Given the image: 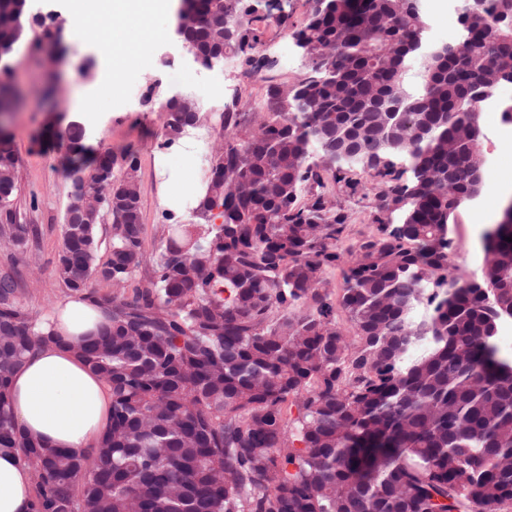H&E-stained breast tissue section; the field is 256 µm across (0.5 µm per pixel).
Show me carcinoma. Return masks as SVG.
Returning a JSON list of instances; mask_svg holds the SVG:
<instances>
[{
  "label": "carcinoma",
  "instance_id": "carcinoma-1",
  "mask_svg": "<svg viewBox=\"0 0 512 512\" xmlns=\"http://www.w3.org/2000/svg\"><path fill=\"white\" fill-rule=\"evenodd\" d=\"M201 62L237 25L228 53L252 70L268 30L288 29L283 6L189 0ZM291 32L306 71L266 86L256 123L235 99L220 113L223 151L210 160L193 220L162 224L145 248L139 161L101 152L85 165L83 133L66 149L90 191L112 179L91 224H63L54 276L71 292L91 280L113 288L94 301L112 325L71 344L111 389L110 425L83 453L52 449L18 427L10 377L54 323L19 299L0 273V448L34 476L30 512H507L512 507V355L497 342L512 319V209L481 236V277L450 262L451 218L481 193L471 169L480 125L469 129L499 72L512 73V0L461 20L466 51L420 38L405 0H323ZM25 0H0V54L23 32ZM420 68L413 85L407 76ZM163 145L185 136L172 107ZM387 158L372 177L375 229L342 249L344 216L322 188L342 180L336 141ZM407 162L401 180L393 159ZM15 145L0 130V174L16 176ZM122 163L124 175L114 178ZM313 191L301 206L303 189ZM16 183L0 186L13 223ZM112 218L100 255V217ZM340 267L334 294L326 271ZM343 313L349 329L337 321Z\"/></svg>",
  "mask_w": 512,
  "mask_h": 512
}]
</instances>
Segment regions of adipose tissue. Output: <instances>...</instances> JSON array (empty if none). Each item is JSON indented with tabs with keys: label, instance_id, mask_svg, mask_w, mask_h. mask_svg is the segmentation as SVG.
I'll list each match as a JSON object with an SVG mask.
<instances>
[{
	"label": "adipose tissue",
	"instance_id": "1",
	"mask_svg": "<svg viewBox=\"0 0 512 512\" xmlns=\"http://www.w3.org/2000/svg\"><path fill=\"white\" fill-rule=\"evenodd\" d=\"M173 0H69L63 15L65 41L82 39L91 22L104 30L100 49L118 57L113 85L131 69L146 67L148 47L127 52V45L153 19L171 14ZM53 321L54 343L37 348L11 378L9 392L18 426L26 436L51 448L82 451L94 447L109 424L112 392L71 350L79 338L96 333L109 319L83 295L59 302ZM34 496L30 470L16 452L0 450V512H29Z\"/></svg>",
	"mask_w": 512,
	"mask_h": 512
}]
</instances>
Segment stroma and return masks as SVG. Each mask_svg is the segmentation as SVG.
Returning <instances> with one entry per match:
<instances>
[{"mask_svg":"<svg viewBox=\"0 0 512 512\" xmlns=\"http://www.w3.org/2000/svg\"><path fill=\"white\" fill-rule=\"evenodd\" d=\"M103 35L99 27H91L83 41L64 48L56 66L46 58L53 53L52 44L44 40L42 29L25 30L22 45L10 58V73L0 72V85L16 89L20 100L4 116L16 148L18 189L13 201L16 221L36 228L25 248L15 251L0 247V269L14 267L20 274L22 300L33 312L52 317L59 301L69 292L55 278L53 269L62 244V224L71 182L65 175L67 151L64 145L48 135L55 114L80 122L85 129L84 144L89 153L108 148L115 154L133 150L140 163L141 202L146 226V245L158 244V229L167 218L189 220L192 202L172 211L161 204V196L169 180L179 177L177 169L166 167L162 115L158 103L177 92L191 94L206 106L208 120L182 146L191 156L200 147L211 146L218 136L216 118L225 103L232 99L257 102L262 87L270 83H291L303 70L302 57L291 37L268 31L264 51L287 67L249 71L238 59H228L223 68L204 71L183 53L174 36L154 38V59L150 68L126 79L108 108L86 109L85 101L95 96V89L111 73V58L102 56L98 42ZM86 56L95 57L97 65L90 76H80L75 66ZM499 109L479 114L484 133L481 150L488 166L508 168L512 159L502 153L504 142L512 140V123L504 122L501 107L512 104V84L498 86L493 95ZM350 184L326 180L325 190L337 212L346 217L343 233L345 244H357L373 228L371 212L382 185L360 169L350 172ZM502 184L488 180L477 203L460 208L452 223L451 263L457 272L471 276L482 273L483 255L480 235L485 225L497 219L490 211L491 201L501 199Z\"/></svg>","mask_w":512,"mask_h":512,"instance_id":"stroma-1","label":"stroma"}]
</instances>
